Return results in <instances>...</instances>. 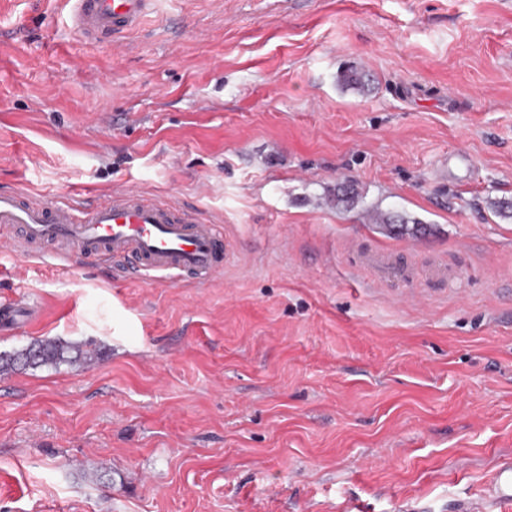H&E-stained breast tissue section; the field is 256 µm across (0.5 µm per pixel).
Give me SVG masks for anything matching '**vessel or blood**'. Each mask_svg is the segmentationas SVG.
<instances>
[{
  "mask_svg": "<svg viewBox=\"0 0 512 512\" xmlns=\"http://www.w3.org/2000/svg\"><path fill=\"white\" fill-rule=\"evenodd\" d=\"M72 33L110 43L140 28L161 0H71ZM0 246L23 255L67 261L80 255L108 264L113 274L143 282L191 279L206 284L223 273L238 250L213 222L190 207L161 201L143 190L116 189L96 202L32 196L0 187ZM376 279L413 278L397 255L365 254ZM456 512H512V457L500 460L485 493L461 501Z\"/></svg>",
  "mask_w": 512,
  "mask_h": 512,
  "instance_id": "1",
  "label": "vessel or blood"
}]
</instances>
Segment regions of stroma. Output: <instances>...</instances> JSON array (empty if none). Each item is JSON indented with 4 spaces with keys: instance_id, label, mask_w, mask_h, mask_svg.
Returning a JSON list of instances; mask_svg holds the SVG:
<instances>
[{
    "instance_id": "obj_1",
    "label": "stroma",
    "mask_w": 512,
    "mask_h": 512,
    "mask_svg": "<svg viewBox=\"0 0 512 512\" xmlns=\"http://www.w3.org/2000/svg\"><path fill=\"white\" fill-rule=\"evenodd\" d=\"M0 0V186H121L241 243L209 284L0 249V512H454L512 456V0H166L123 46ZM349 67L368 94L343 91ZM362 196L332 205L337 183ZM376 208L409 216L399 235ZM415 277L374 281L368 248ZM447 267L454 277L436 284ZM74 350L76 356L74 360L91 357L90 351H83L80 346H68L61 342L40 341L31 344L17 355L3 357L0 355V369L7 370L15 364H21L24 367L37 368L47 364H58L68 361L65 356L69 351Z\"/></svg>"
}]
</instances>
